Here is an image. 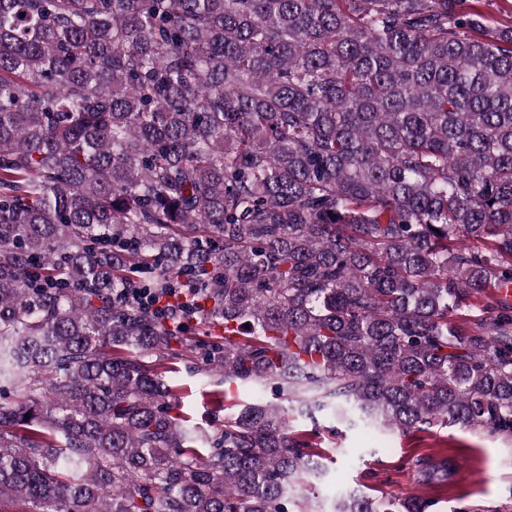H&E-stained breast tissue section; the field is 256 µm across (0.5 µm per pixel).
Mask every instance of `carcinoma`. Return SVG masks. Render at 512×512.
<instances>
[{"label": "carcinoma", "instance_id": "1", "mask_svg": "<svg viewBox=\"0 0 512 512\" xmlns=\"http://www.w3.org/2000/svg\"><path fill=\"white\" fill-rule=\"evenodd\" d=\"M509 288L512 0H0V512H312L290 410L512 440ZM176 372L168 373V378L177 387L180 397V412L190 421V424L211 430L224 423V411L212 414V392L224 390V384L217 385V379L193 373L187 368V363L174 361L168 365Z\"/></svg>", "mask_w": 512, "mask_h": 512}]
</instances>
